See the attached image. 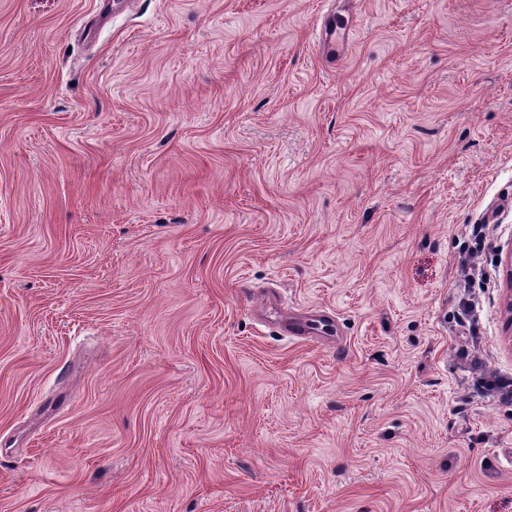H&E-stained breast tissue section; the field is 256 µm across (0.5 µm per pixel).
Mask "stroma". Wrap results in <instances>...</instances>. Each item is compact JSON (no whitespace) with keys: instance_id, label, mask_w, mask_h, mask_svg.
Listing matches in <instances>:
<instances>
[{"instance_id":"1","label":"stroma","mask_w":512,"mask_h":512,"mask_svg":"<svg viewBox=\"0 0 512 512\" xmlns=\"http://www.w3.org/2000/svg\"><path fill=\"white\" fill-rule=\"evenodd\" d=\"M511 249L512 0H0V512H512Z\"/></svg>"}]
</instances>
